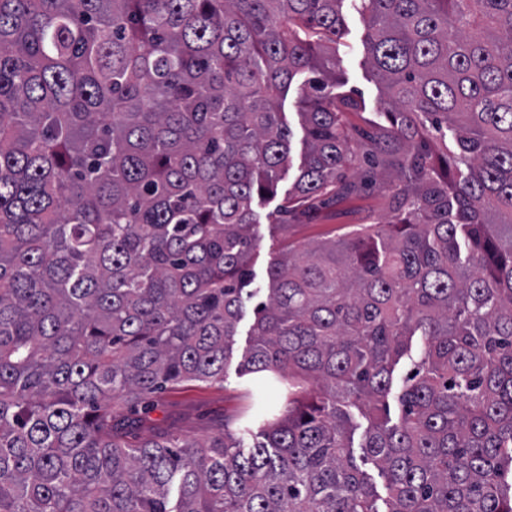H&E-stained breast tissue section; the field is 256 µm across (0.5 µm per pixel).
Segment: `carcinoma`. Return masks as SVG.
Masks as SVG:
<instances>
[{"mask_svg":"<svg viewBox=\"0 0 512 512\" xmlns=\"http://www.w3.org/2000/svg\"><path fill=\"white\" fill-rule=\"evenodd\" d=\"M343 3L0 0V512H512V0H361L399 214L270 268L262 440L131 439L149 396L224 381L297 74L283 223L356 188ZM352 422L355 427L354 431V440H353V455L356 459V463L361 467L363 471H365L370 478L373 485L376 487L378 495L380 496V499L387 497V490L384 486V480L379 476L378 469L372 464L367 463L363 464L360 460V456L362 455V449L359 448L360 444L362 443V433L365 428V420L364 418L359 414V412L355 409H352Z\"/></svg>","mask_w":512,"mask_h":512,"instance_id":"1","label":"carcinoma"}]
</instances>
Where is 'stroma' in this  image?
I'll return each mask as SVG.
<instances>
[{
    "mask_svg": "<svg viewBox=\"0 0 512 512\" xmlns=\"http://www.w3.org/2000/svg\"><path fill=\"white\" fill-rule=\"evenodd\" d=\"M343 15L345 29L336 44L339 61L336 93L358 103L357 110L349 113L346 125L348 137L361 144L363 150L362 156L356 158L347 172L348 181L357 183L358 188L355 192L314 205L288 223H281L279 210L296 178V166L304 151L299 112L301 90L310 75L306 72L297 74L279 100L282 118L293 133V167L283 173L274 196L254 204L259 222L254 227L249 288L261 299L266 296L267 272L282 257L287 244L315 243L373 224H384L393 217L392 187L397 176L390 158L385 154L371 161L365 158L371 145L364 142L363 132L385 129L389 121L382 89L371 73L367 58L368 27L360 0H345ZM254 307V302L245 304L237 324L232 354L224 365L223 384L210 386L188 382L156 394L152 406L142 413L143 424L136 433L137 439L146 440L162 433L203 440L226 425L243 439L245 447H252L258 441L265 420L280 414L285 400L281 383L242 369L252 344Z\"/></svg>",
    "mask_w": 512,
    "mask_h": 512,
    "instance_id": "35a3bbf8",
    "label": "stroma"
}]
</instances>
